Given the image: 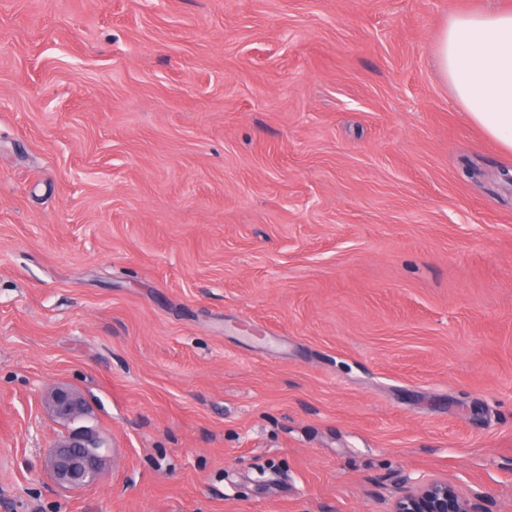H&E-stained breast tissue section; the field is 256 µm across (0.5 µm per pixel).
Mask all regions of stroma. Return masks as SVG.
<instances>
[{
	"label": "stroma",
	"mask_w": 512,
	"mask_h": 512,
	"mask_svg": "<svg viewBox=\"0 0 512 512\" xmlns=\"http://www.w3.org/2000/svg\"><path fill=\"white\" fill-rule=\"evenodd\" d=\"M492 8L0 0V512H512V154L435 60ZM51 405L58 416H66L74 420L83 411L81 398L74 392L56 388L51 394ZM102 443L88 433L68 437L54 450L49 469L54 480L67 487L93 484L106 463ZM395 512H484L474 499H466L447 482L411 483L398 498Z\"/></svg>",
	"instance_id": "1"
}]
</instances>
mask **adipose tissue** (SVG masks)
Listing matches in <instances>:
<instances>
[{
	"label": "adipose tissue",
	"instance_id": "1",
	"mask_svg": "<svg viewBox=\"0 0 512 512\" xmlns=\"http://www.w3.org/2000/svg\"><path fill=\"white\" fill-rule=\"evenodd\" d=\"M436 58L470 119L512 153V10L450 17L437 34Z\"/></svg>",
	"mask_w": 512,
	"mask_h": 512
}]
</instances>
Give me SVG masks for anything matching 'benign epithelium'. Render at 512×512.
<instances>
[{"instance_id":"1","label":"benign epithelium","mask_w":512,"mask_h":512,"mask_svg":"<svg viewBox=\"0 0 512 512\" xmlns=\"http://www.w3.org/2000/svg\"><path fill=\"white\" fill-rule=\"evenodd\" d=\"M53 411L73 420L83 411L81 398L74 392L57 388L51 394ZM106 463L102 443L95 437L81 433L68 437L54 450L49 469L54 480L67 487H81L94 483ZM395 512H482L474 499H466L446 482L425 481L411 483L398 498Z\"/></svg>"}]
</instances>
